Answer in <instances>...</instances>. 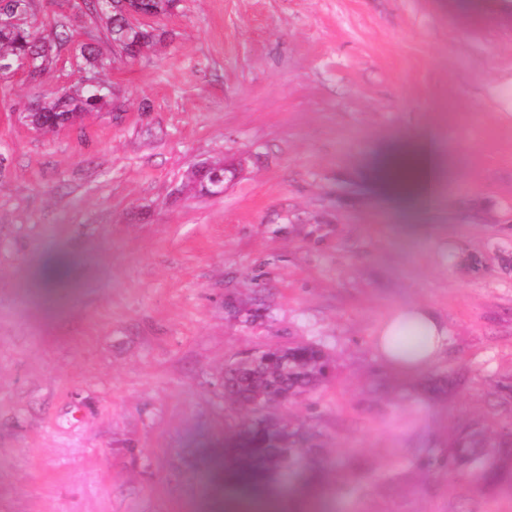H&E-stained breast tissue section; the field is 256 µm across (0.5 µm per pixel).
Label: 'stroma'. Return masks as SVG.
I'll list each match as a JSON object with an SVG mask.
<instances>
[{"mask_svg": "<svg viewBox=\"0 0 512 512\" xmlns=\"http://www.w3.org/2000/svg\"><path fill=\"white\" fill-rule=\"evenodd\" d=\"M81 125L18 115L73 66L0 79V512H220L247 417L224 365L317 343L321 442L375 470L487 432L512 384V0H181ZM430 135L453 165L405 205L380 162ZM243 160L223 194L203 161ZM448 347L375 350L399 305ZM319 512H512V487L411 475ZM404 322L418 327L428 336L426 348L412 359L396 357L388 346V336H393L396 328ZM448 335V323L433 306L421 302L409 303L395 309L379 328L374 348L379 359L392 370L404 375H415L441 358L448 347ZM425 336H420L414 328H406L398 336H393L392 341L399 350L416 353L424 345Z\"/></svg>", "mask_w": 512, "mask_h": 512, "instance_id": "obj_1", "label": "stroma"}]
</instances>
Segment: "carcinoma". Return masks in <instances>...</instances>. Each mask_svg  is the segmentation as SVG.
Returning <instances> with one entry per match:
<instances>
[{
	"mask_svg": "<svg viewBox=\"0 0 512 512\" xmlns=\"http://www.w3.org/2000/svg\"><path fill=\"white\" fill-rule=\"evenodd\" d=\"M179 0H89L86 11L73 17L36 22V0H0V74L9 75L21 59L30 60L32 78L58 66V49L75 45V59L82 73L64 92H54L23 115L26 125L39 131L73 126L85 114L102 108L112 91L99 82L96 74L112 66L119 54L129 59L152 41L154 29L134 27L128 19L132 8H144L156 16L173 13ZM104 24V38L75 44L82 18ZM393 344L405 353L424 345L425 337L412 328L392 337ZM331 378L330 358L314 345L276 347L272 358L243 357L224 368V393L244 405L251 416L225 440L235 491L253 499L274 500L282 488L293 492L316 484L315 472L329 458L318 443L319 417L298 424L285 422L272 410L286 401L305 397L316 404V394ZM257 395L266 406L256 409L250 401ZM512 435L503 430L496 436L486 433L478 422L459 426L448 437L446 447L436 448L427 457L412 462L408 471L438 470L450 479H464L480 491L489 490L512 476ZM336 467L352 473L365 471L360 457H336Z\"/></svg>",
	"mask_w": 512,
	"mask_h": 512,
	"instance_id": "carcinoma-1",
	"label": "carcinoma"
}]
</instances>
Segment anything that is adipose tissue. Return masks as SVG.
Masks as SVG:
<instances>
[{"label": "adipose tissue", "instance_id": "adipose-tissue-1", "mask_svg": "<svg viewBox=\"0 0 512 512\" xmlns=\"http://www.w3.org/2000/svg\"><path fill=\"white\" fill-rule=\"evenodd\" d=\"M444 173L440 151L430 142L419 141L391 155L383 164L380 178L385 187L404 202H412L430 194ZM418 327L428 338L426 348L415 358L396 357L388 346L401 323ZM448 344V325L436 309L426 303H409L395 309L379 328L375 351L392 370L415 375L431 367L442 356Z\"/></svg>", "mask_w": 512, "mask_h": 512}]
</instances>
